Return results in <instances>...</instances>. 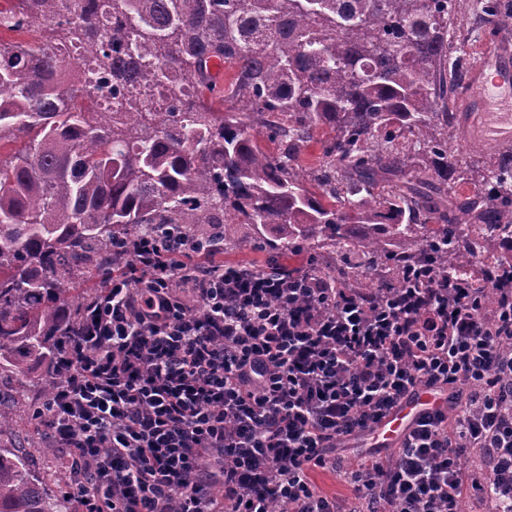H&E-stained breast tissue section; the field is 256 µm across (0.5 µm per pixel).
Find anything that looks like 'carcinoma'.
Listing matches in <instances>:
<instances>
[{
  "label": "carcinoma",
  "mask_w": 512,
  "mask_h": 512,
  "mask_svg": "<svg viewBox=\"0 0 512 512\" xmlns=\"http://www.w3.org/2000/svg\"><path fill=\"white\" fill-rule=\"evenodd\" d=\"M477 8L512 27V0H11L0 39V376L17 398L48 393L72 323L102 291L112 252L146 231L177 227L226 250L231 225L288 267L307 246L319 271L369 292L402 285L427 263L456 277L501 264L512 239V148L489 155L474 193L457 178L458 115L449 109L461 57L452 18ZM128 46L124 55L112 53ZM94 49L123 112L78 106L62 52ZM235 71L218 88L211 59ZM419 149L400 145L404 132ZM279 145L269 153L258 136ZM320 146L318 167L302 150ZM465 224L493 235L479 240ZM387 268L392 281L378 279ZM93 280L86 297L77 280ZM18 423L0 405V435ZM0 512H70L16 448L0 445Z\"/></svg>",
  "instance_id": "carcinoma-1"
}]
</instances>
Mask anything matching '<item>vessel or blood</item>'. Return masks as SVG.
<instances>
[{"instance_id":"b4317fda","label":"vessel or blood","mask_w":512,"mask_h":512,"mask_svg":"<svg viewBox=\"0 0 512 512\" xmlns=\"http://www.w3.org/2000/svg\"><path fill=\"white\" fill-rule=\"evenodd\" d=\"M506 104L512 106V57L500 45L488 44L481 49L477 63L469 68L459 92V109L465 114L460 125L463 143L479 136L475 131L479 115L497 112ZM442 403L434 392L420 391L383 422L379 429L381 439L388 444L397 442L420 412Z\"/></svg>"}]
</instances>
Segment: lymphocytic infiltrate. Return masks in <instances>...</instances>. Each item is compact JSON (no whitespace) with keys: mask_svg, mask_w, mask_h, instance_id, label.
Here are the masks:
<instances>
[{"mask_svg":"<svg viewBox=\"0 0 512 512\" xmlns=\"http://www.w3.org/2000/svg\"><path fill=\"white\" fill-rule=\"evenodd\" d=\"M52 370L33 420L80 512H512V265L482 288L423 265L363 293L145 238ZM421 389L446 404L394 458L345 464ZM312 478L316 484L325 492L336 495L337 498H344L350 494L348 485L336 473L328 471H315Z\"/></svg>","mask_w":512,"mask_h":512,"instance_id":"1","label":"lymphocytic infiltrate"}]
</instances>
